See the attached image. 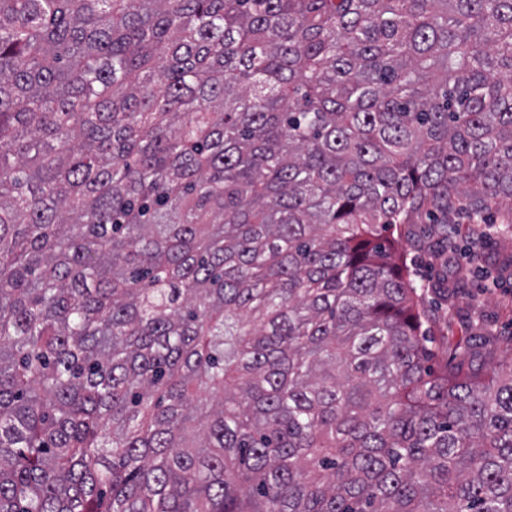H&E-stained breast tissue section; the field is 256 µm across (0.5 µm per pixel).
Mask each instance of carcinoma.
<instances>
[{
    "label": "carcinoma",
    "mask_w": 512,
    "mask_h": 512,
    "mask_svg": "<svg viewBox=\"0 0 512 512\" xmlns=\"http://www.w3.org/2000/svg\"><path fill=\"white\" fill-rule=\"evenodd\" d=\"M511 199L512 0H0V512H512L386 235Z\"/></svg>",
    "instance_id": "cac0c4a2"
}]
</instances>
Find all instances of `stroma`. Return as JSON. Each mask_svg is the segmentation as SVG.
Segmentation results:
<instances>
[{
    "mask_svg": "<svg viewBox=\"0 0 512 512\" xmlns=\"http://www.w3.org/2000/svg\"><path fill=\"white\" fill-rule=\"evenodd\" d=\"M410 229L429 243L407 251L404 261L427 314L435 364L453 359L465 337L487 330L512 336V236L461 209L451 218L447 244H439L435 225ZM410 229L402 225L398 231Z\"/></svg>",
    "mask_w": 512,
    "mask_h": 512,
    "instance_id": "stroma-1",
    "label": "stroma"
}]
</instances>
